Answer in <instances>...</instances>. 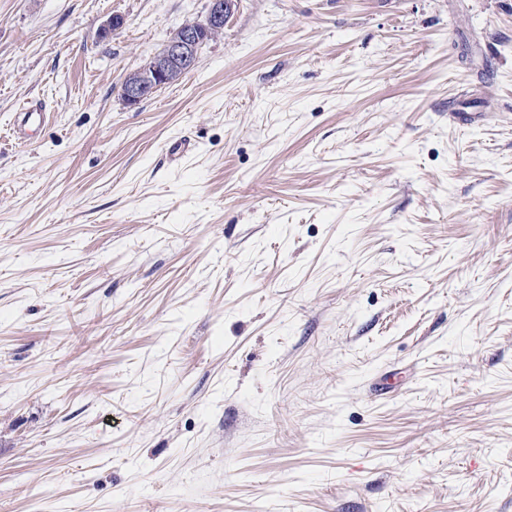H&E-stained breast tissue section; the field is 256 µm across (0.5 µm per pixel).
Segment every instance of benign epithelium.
<instances>
[{
	"mask_svg": "<svg viewBox=\"0 0 512 512\" xmlns=\"http://www.w3.org/2000/svg\"><path fill=\"white\" fill-rule=\"evenodd\" d=\"M228 20L226 0H209L202 20L182 24L164 41L160 51L139 69V79L123 85L122 99L129 105H136L167 84L177 70L191 69L203 44L200 29L221 31Z\"/></svg>",
	"mask_w": 512,
	"mask_h": 512,
	"instance_id": "1",
	"label": "benign epithelium"
}]
</instances>
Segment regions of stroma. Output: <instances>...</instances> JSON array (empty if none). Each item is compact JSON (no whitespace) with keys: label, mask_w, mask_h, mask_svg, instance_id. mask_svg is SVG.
<instances>
[{"label":"stroma","mask_w":512,"mask_h":512,"mask_svg":"<svg viewBox=\"0 0 512 512\" xmlns=\"http://www.w3.org/2000/svg\"><path fill=\"white\" fill-rule=\"evenodd\" d=\"M236 3L0 0V512H512V0ZM227 0H210L207 12L202 21L182 24L163 43L160 51L139 69V79L124 83L121 92L122 99L128 105L139 104L149 97L159 87L168 83L171 75L178 69H191L199 58L202 44L204 45L219 33H210L202 41L199 26L208 31H221L228 22ZM47 114L46 105L41 102L24 103L16 113L10 136L20 144L29 142L33 133L45 125Z\"/></svg>","instance_id":"stroma-1"}]
</instances>
